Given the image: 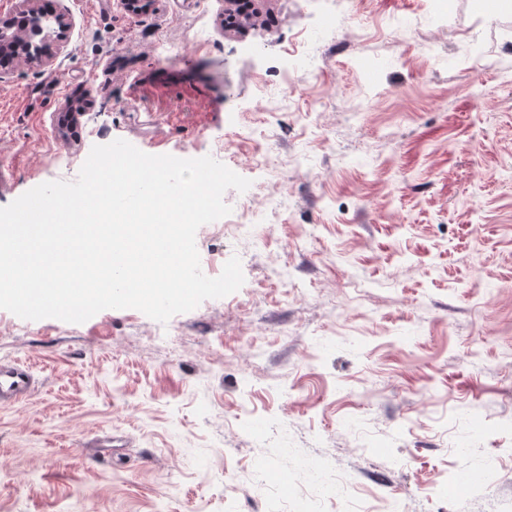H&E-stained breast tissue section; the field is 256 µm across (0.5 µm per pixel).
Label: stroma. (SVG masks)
<instances>
[{
  "instance_id": "1",
  "label": "stroma",
  "mask_w": 512,
  "mask_h": 512,
  "mask_svg": "<svg viewBox=\"0 0 512 512\" xmlns=\"http://www.w3.org/2000/svg\"><path fill=\"white\" fill-rule=\"evenodd\" d=\"M257 7L271 25L231 30L225 0H52L65 39L0 77V207L117 139L286 198L239 231L254 204L226 191L196 246L244 283L167 324L0 309V360L38 378L0 406V512H338L320 486L340 473L360 512L512 499V0H336L323 64L286 86L329 11ZM459 442L494 473L478 493Z\"/></svg>"
}]
</instances>
